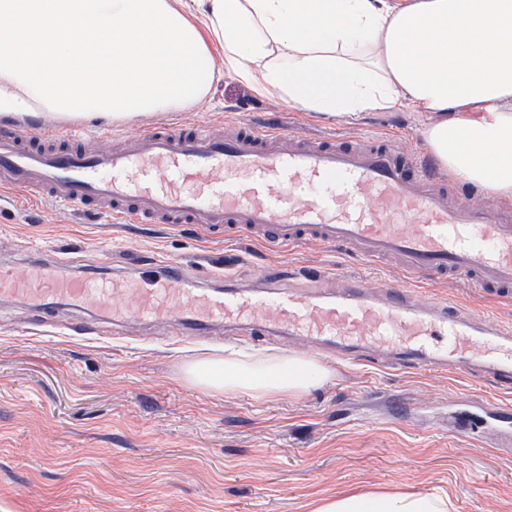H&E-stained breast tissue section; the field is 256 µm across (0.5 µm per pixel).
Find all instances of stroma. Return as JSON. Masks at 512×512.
Returning a JSON list of instances; mask_svg holds the SVG:
<instances>
[{
	"label": "stroma",
	"instance_id": "35a3bbf8",
	"mask_svg": "<svg viewBox=\"0 0 512 512\" xmlns=\"http://www.w3.org/2000/svg\"><path fill=\"white\" fill-rule=\"evenodd\" d=\"M261 117L316 134L343 126L393 133L426 148L425 113L367 112L347 124L255 95L229 73L181 115L213 127ZM99 252L112 255L113 268L92 265ZM157 254L183 264L188 288L212 262L223 267L215 288L254 282L272 262L301 277L333 265L372 285L393 274L312 242L290 252L248 239L220 244L190 224H113L50 201L33 211L0 200V265L57 257L82 275L136 280L140 260ZM426 291L512 328V302L488 301L466 282ZM65 317L71 330L55 326L54 312L34 317L25 304L0 300V512H311L318 500L363 490L444 495L449 512H512V449L452 426L479 418L476 401L512 406V389L385 354L340 364L321 348L310 355L333 376L299 397L211 393L185 380L187 364L298 346L221 328L184 336L177 325L134 319L117 329L104 319L95 335H79L73 328L86 311Z\"/></svg>",
	"mask_w": 512,
	"mask_h": 512
}]
</instances>
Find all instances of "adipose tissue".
I'll return each mask as SVG.
<instances>
[{
  "mask_svg": "<svg viewBox=\"0 0 512 512\" xmlns=\"http://www.w3.org/2000/svg\"><path fill=\"white\" fill-rule=\"evenodd\" d=\"M226 71L310 112L425 111L442 169L512 200V0H0V112H181ZM331 376L296 354L185 370L201 390L258 400L297 397ZM314 512L443 510L422 494L367 490Z\"/></svg>",
  "mask_w": 512,
  "mask_h": 512,
  "instance_id": "1",
  "label": "adipose tissue"
}]
</instances>
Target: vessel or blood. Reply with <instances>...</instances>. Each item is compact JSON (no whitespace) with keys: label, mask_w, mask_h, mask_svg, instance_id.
<instances>
[{"label":"vessel or blood","mask_w":512,"mask_h":512,"mask_svg":"<svg viewBox=\"0 0 512 512\" xmlns=\"http://www.w3.org/2000/svg\"><path fill=\"white\" fill-rule=\"evenodd\" d=\"M76 117L44 130L0 126V194L41 200L122 224H193L208 239L247 238L271 247L314 242L368 263L392 262L397 279L370 289L322 268L303 283L266 267L262 287L238 284L186 292L181 265L134 284L95 280L61 262L0 267V296L45 308L106 305L112 321L214 322L255 336L285 333L308 347L326 343L348 359L365 345L417 366L502 384L512 381V333L484 311L424 296L432 281L512 300V208L457 196L429 159L400 153L396 138L318 135L267 120L216 133L197 123H149L97 148ZM501 447L512 446V410L487 411Z\"/></svg>","instance_id":"vessel-or-blood-1"}]
</instances>
